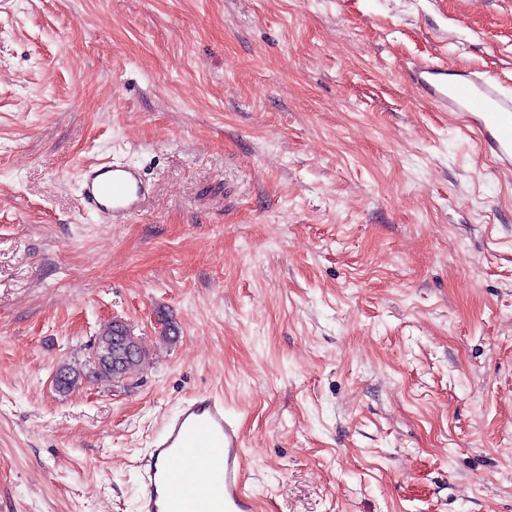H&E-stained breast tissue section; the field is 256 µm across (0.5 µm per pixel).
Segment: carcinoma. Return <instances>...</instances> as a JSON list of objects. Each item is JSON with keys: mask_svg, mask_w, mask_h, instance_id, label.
<instances>
[{"mask_svg": "<svg viewBox=\"0 0 512 512\" xmlns=\"http://www.w3.org/2000/svg\"><path fill=\"white\" fill-rule=\"evenodd\" d=\"M122 335V329L116 323L105 326L95 341L97 360L88 365L64 364L57 369V390L66 394L77 388L89 377L101 383L118 382L133 372L146 356V350L140 342L134 344V354L125 355L117 351L116 339Z\"/></svg>", "mask_w": 512, "mask_h": 512, "instance_id": "cac0c4a2", "label": "carcinoma"}]
</instances>
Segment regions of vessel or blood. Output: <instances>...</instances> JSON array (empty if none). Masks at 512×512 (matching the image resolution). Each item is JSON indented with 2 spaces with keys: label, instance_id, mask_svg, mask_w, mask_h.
Returning a JSON list of instances; mask_svg holds the SVG:
<instances>
[{
  "label": "vessel or blood",
  "instance_id": "obj_1",
  "mask_svg": "<svg viewBox=\"0 0 512 512\" xmlns=\"http://www.w3.org/2000/svg\"><path fill=\"white\" fill-rule=\"evenodd\" d=\"M413 82L445 110L461 114L502 169L512 170V94L479 72L417 68ZM82 199L105 223L125 219L140 205L146 184L130 165L84 170ZM243 434L221 397L202 393L180 405L151 440L140 512H254L244 485Z\"/></svg>",
  "mask_w": 512,
  "mask_h": 512
}]
</instances>
